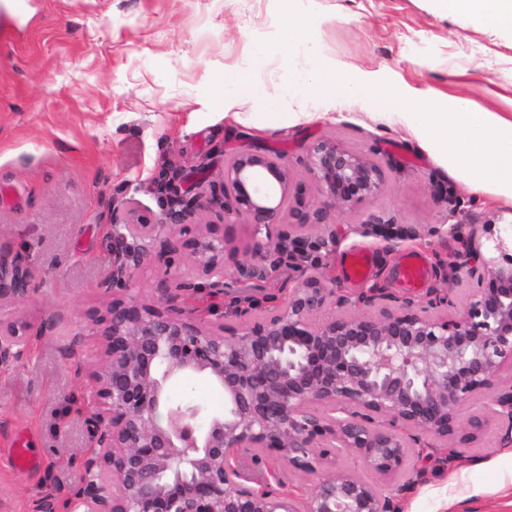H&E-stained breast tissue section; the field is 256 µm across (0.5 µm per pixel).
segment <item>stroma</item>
<instances>
[{"mask_svg":"<svg viewBox=\"0 0 512 512\" xmlns=\"http://www.w3.org/2000/svg\"><path fill=\"white\" fill-rule=\"evenodd\" d=\"M297 4L319 20L320 58L436 99L458 96L512 113L511 33L464 22L436 0ZM280 28L279 0H27L21 13L0 0V254L22 256L31 275L29 300L0 315L45 326L17 359L0 365V512H64L83 476L91 413L85 370L98 362L93 321L106 318L109 303L97 288L112 263L108 210L132 200L158 216L154 183L167 168L217 185L231 152L273 147L317 204L307 143L331 139L375 154L384 192L356 214L329 209L336 244L310 252L336 297L381 287L379 311L403 301L419 307L438 294L458 308L476 287L481 270L463 262L466 247L451 233L448 211L466 224H502L512 221V203L466 187L397 125L360 106L308 103L301 116L295 104L272 106L293 67L279 48L265 53L259 69L254 55ZM228 67L264 88L262 96L238 100L232 119L214 102ZM375 218L441 233L394 247L358 232ZM223 222L225 282L246 288L256 312L284 303L299 271L284 266L272 277L238 281L254 239L241 221ZM359 249L375 256L364 281L349 279L343 267ZM410 250L429 266L426 283L413 291L398 275ZM168 391L175 401L224 409L222 391L201 376L179 378ZM507 425L489 417L478 441L453 462L437 442L419 463L422 477L403 492L353 452L341 451L338 464L374 483L396 512H512ZM21 431L40 461L36 471L12 461Z\"/></svg>","mask_w":512,"mask_h":512,"instance_id":"stroma-1","label":"stroma"}]
</instances>
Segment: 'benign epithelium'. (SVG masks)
Masks as SVG:
<instances>
[{
	"label": "benign epithelium",
	"instance_id": "7a95c632",
	"mask_svg": "<svg viewBox=\"0 0 512 512\" xmlns=\"http://www.w3.org/2000/svg\"><path fill=\"white\" fill-rule=\"evenodd\" d=\"M305 165L323 201L307 199L295 185L284 153L243 151L224 162L221 186L183 185V170L168 169L156 186L166 200L163 217L151 219L125 207L113 223L112 265L98 282L112 296L101 366L88 374L93 414L87 419V478L68 499L67 512H392V502L372 483L337 467V452L357 453L367 467L392 481L425 459L420 440L409 443L397 424L448 443V463L458 448L475 442L484 417L458 427L459 411L512 370V227L454 224L466 236V257L481 266L478 287L461 308L448 297L411 303L394 312L315 318L336 304L335 292L317 271L303 270L286 303L248 318L239 327L212 319L197 303L208 288L252 303L240 288L224 289V235L213 224L186 223L210 210L233 215L253 229L251 256L274 257L269 271L302 267L305 245L336 243L328 209L348 212L382 193L384 168L372 156L334 141L305 147ZM314 227L322 229L310 240ZM376 235L415 238L417 228L395 233L390 224H368ZM494 243L481 250L477 232ZM149 252L162 269L157 299L131 288L132 272ZM192 259L172 269L171 255ZM30 272L22 258L0 255V308L29 297ZM43 326L0 316V362L20 354ZM201 374L224 394V413L173 403L170 380ZM341 409L336 418L320 410ZM505 418L512 433V386L485 407ZM388 421L378 425L375 418ZM288 468L316 476L313 492L298 503L271 470L247 473L240 461L259 465L262 453Z\"/></svg>",
	"mask_w": 512,
	"mask_h": 512
}]
</instances>
